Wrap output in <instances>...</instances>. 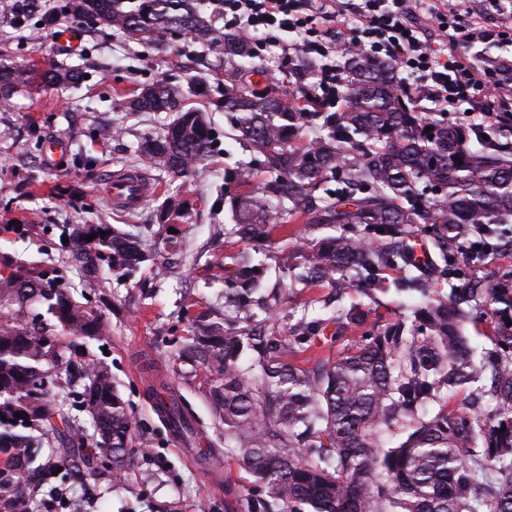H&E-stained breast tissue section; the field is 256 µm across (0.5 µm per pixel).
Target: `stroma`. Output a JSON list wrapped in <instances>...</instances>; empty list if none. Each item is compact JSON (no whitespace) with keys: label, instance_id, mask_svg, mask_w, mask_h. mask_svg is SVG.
Masks as SVG:
<instances>
[{"label":"stroma","instance_id":"1","mask_svg":"<svg viewBox=\"0 0 512 512\" xmlns=\"http://www.w3.org/2000/svg\"><path fill=\"white\" fill-rule=\"evenodd\" d=\"M61 2L35 0V9L20 26L0 21V63L29 65L53 56L83 72L78 85L63 90L38 86L0 98V259L30 268L67 259L65 238L78 224L119 230L147 224L152 234L150 260L129 275H115L104 266L97 274L98 287L89 288L80 272H72L75 298L101 313L110 331L97 339H65L73 359L93 361L110 373L126 404L134 431L131 473L116 479L111 461L102 457L83 475L57 479L41 496L59 493L56 512H229L230 506L268 499L266 486L239 470L234 450L225 446L224 425L203 369L177 358L191 336L224 319L223 265L246 248L226 234L234 222L227 200L248 191L234 173L239 163L250 161V149L231 128L214 83L203 84L194 102L216 129L215 153L188 177L173 182L164 172L147 171L144 204L133 213L116 211L104 192L106 179L117 171L136 170L139 144L161 133L168 120L164 112H130L116 103L160 79L187 83L198 68L194 46L183 34L164 36L157 44L127 41L91 23L79 25L81 42L72 51L58 44L59 26L45 22L47 12ZM260 58L263 73L253 79L258 87L298 97L318 79L314 72L290 71L280 48H267ZM109 126L122 128L120 139H103L101 131ZM54 140L66 144L56 155L48 150ZM312 236L304 220L289 223L287 234L270 249L260 291L282 301L273 327L288 345V363L313 367L397 322L409 331L417 328L418 300L394 289L401 269L344 290L327 283L305 288L293 274L282 273L280 260L299 265ZM502 240L509 243L508 251L474 265L459 247L444 254L434 236L419 238L438 265V289L444 295L470 282L512 283V232ZM353 306L371 311V318L362 325L337 326L332 341L312 346L293 331L300 319H327L332 309ZM158 394L180 399L210 443L215 463L184 452L154 410ZM451 404L485 420L499 412L487 377L457 392Z\"/></svg>","mask_w":512,"mask_h":512}]
</instances>
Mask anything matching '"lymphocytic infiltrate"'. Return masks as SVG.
Here are the masks:
<instances>
[{
  "label": "lymphocytic infiltrate",
  "instance_id": "f902f5d3",
  "mask_svg": "<svg viewBox=\"0 0 512 512\" xmlns=\"http://www.w3.org/2000/svg\"><path fill=\"white\" fill-rule=\"evenodd\" d=\"M224 28L252 40L255 51L281 47L288 59L318 58L319 79L309 94L320 109L336 107L346 84L335 57L350 44L375 61L416 74V98L427 112H456L469 104L483 120L512 104V83L493 66L476 68L471 49L512 47V8L490 25L461 10L458 0H213ZM353 16L346 41L336 25ZM295 41H287V34Z\"/></svg>",
  "mask_w": 512,
  "mask_h": 512
}]
</instances>
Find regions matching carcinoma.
Returning <instances> with one entry per match:
<instances>
[{"instance_id": "1", "label": "carcinoma", "mask_w": 512, "mask_h": 512, "mask_svg": "<svg viewBox=\"0 0 512 512\" xmlns=\"http://www.w3.org/2000/svg\"><path fill=\"white\" fill-rule=\"evenodd\" d=\"M69 12L75 22L92 20L137 42L184 33L214 56L199 60L209 71L224 70V112L254 154L236 178L251 182L255 162L269 174L232 202L239 240L271 244L276 231L288 232L289 218L300 216L326 231L308 243L302 281L351 288L353 271L368 279L401 267L406 275L397 290L427 301L411 336L397 324L312 369L285 362L282 341L252 313L244 327L217 324L191 339L182 358L209 372L238 466L270 490L271 500L249 512H271L280 502L288 512H512V289H459L492 305L491 338L502 357L487 365L464 335L470 314L452 297L432 298L436 285L424 275L430 262L418 265L411 244L429 226L450 246L478 226L511 224L512 159L471 145L469 129L435 112L410 110L394 65L359 51L349 53L345 107L302 112L293 98L243 86L241 71L262 73L251 45L216 30L196 0H72ZM41 77L71 86L81 72L46 58ZM28 82L29 68L0 65L1 98ZM184 99L182 85L163 79L126 101L133 112L175 113L158 137L137 148L139 165L172 179L188 176L216 148L206 113L185 107ZM310 117L322 121L324 133L306 141L303 119ZM333 182L340 188L329 189ZM150 233L77 226L71 258L92 275L103 260L123 273L145 261L142 242ZM262 274L261 261L238 258L224 277L226 306L250 310ZM34 303L45 313L30 314ZM60 331L96 338L108 328L74 298L67 266L33 270L0 260V512H40L37 493L58 469L80 472L97 455L111 457L114 472L131 469L133 425L112 377L88 361L76 369L60 344L46 347ZM488 366L497 418L448 410V394ZM64 376L83 382L79 407L95 421L92 441L55 400ZM428 406L436 410L427 413ZM166 410L169 426L190 437L182 407ZM32 430L55 435L60 445L33 469L24 462L42 439Z\"/></svg>"}]
</instances>
